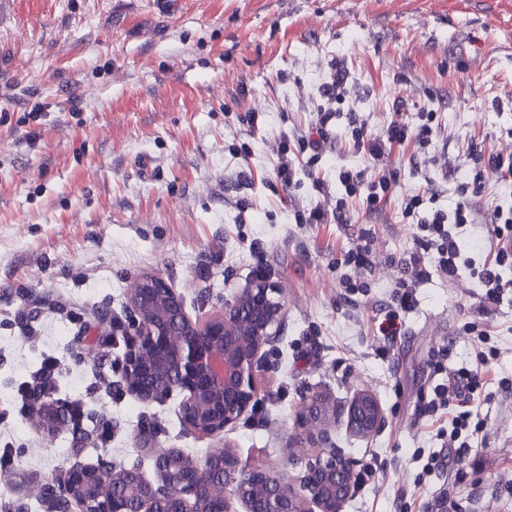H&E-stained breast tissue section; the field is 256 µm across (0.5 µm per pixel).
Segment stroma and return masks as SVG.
Masks as SVG:
<instances>
[{
  "label": "stroma",
  "instance_id": "stroma-1",
  "mask_svg": "<svg viewBox=\"0 0 512 512\" xmlns=\"http://www.w3.org/2000/svg\"><path fill=\"white\" fill-rule=\"evenodd\" d=\"M338 63L350 94L332 137L354 118L381 132L398 98L410 124L433 111L437 132L428 148H394L378 165L344 148L324 157L327 184L342 166L385 168L395 191L382 212L355 205L347 223L299 224L295 210L317 194L302 174L281 203L277 147L314 123ZM474 142L512 151V0H10L0 20V449L14 475L50 482L101 459L149 474L151 446L204 458L211 440L184 431L179 397L93 391V359L123 354L102 345L96 316L130 322L128 285L145 272L191 313L216 311L260 267L282 288L287 319L259 375V406L224 433L243 462L298 472L310 457L289 441L301 398L341 406L368 389L383 428L360 440L336 421V447L359 476L342 512H430L446 493L448 512H512V294L486 309L471 278L436 276L400 311L395 342L377 333L416 231L403 196L423 195L427 212L454 208ZM363 241L373 265L356 270L343 247ZM65 301L81 319L58 310ZM23 311L38 339L23 337ZM482 352L487 427L454 479L428 464L446 451L447 420L417 413L436 364L469 368ZM48 355L64 368L60 398L84 399L85 428L111 419L110 447L68 429L40 434L12 412L13 386ZM370 466L378 481H361Z\"/></svg>",
  "mask_w": 512,
  "mask_h": 512
}]
</instances>
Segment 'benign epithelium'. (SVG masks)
Here are the masks:
<instances>
[{"label": "benign epithelium", "instance_id": "1", "mask_svg": "<svg viewBox=\"0 0 512 512\" xmlns=\"http://www.w3.org/2000/svg\"><path fill=\"white\" fill-rule=\"evenodd\" d=\"M134 342L126 355L127 391L143 403L182 396L183 428L217 444L202 459L178 448H154V477L137 466L108 471L94 464L70 469L55 494L78 499L85 512H341L351 494L354 462L336 451V403L320 394L302 398L297 438L315 460L293 479L274 462L243 464L222 440L224 430L259 403L257 373L286 318L282 289L258 280L205 317L191 316L183 297L156 273L141 275L127 295ZM346 428L366 438L385 422L377 396L356 392L344 407Z\"/></svg>", "mask_w": 512, "mask_h": 512}]
</instances>
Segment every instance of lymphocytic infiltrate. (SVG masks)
Returning <instances> with one entry per match:
<instances>
[{"instance_id": "lymphocytic-infiltrate-1", "label": "lymphocytic infiltrate", "mask_w": 512, "mask_h": 512, "mask_svg": "<svg viewBox=\"0 0 512 512\" xmlns=\"http://www.w3.org/2000/svg\"><path fill=\"white\" fill-rule=\"evenodd\" d=\"M347 93V76L344 70L331 69L319 87L320 103L317 120L310 131L283 136L279 146L275 177L282 189L296 185L297 167L290 150H297L304 157L307 167H315L330 153L334 144L329 124L336 116L337 104L343 103ZM394 118L381 133L368 130L365 123L352 122L347 141L354 151L364 153L371 160H381L387 150L406 142L424 147L430 145L435 132L434 114L421 113L417 126H410L402 119L404 101L393 103ZM468 156L473 162V175L458 187L459 200L453 211L433 210L422 215L424 197L408 195L403 199V214L416 223L413 247L404 256L405 276L395 287L391 300L403 309L415 302L417 287L440 275L456 281L462 275L476 278L482 288L481 299L498 304L505 293L512 291V206L496 207L493 220L488 224H474L472 200L485 188V174L494 171L502 176H512V154L486 151L470 145ZM396 185V176L384 173L366 178L364 173L348 168L340 169L336 188H329L322 180L313 179L312 186L319 199L314 206L296 211L294 219L299 224H338L345 221L350 201H357L366 211H381ZM474 224L475 234L468 244H461L456 228ZM62 374L57 357H46L39 368L26 374L17 384L12 395V405L17 416L30 419L56 414V428H80L84 405L82 399L65 400L58 396V380ZM485 382L483 368H460L450 371L445 382L437 384L433 397L420 408L421 414L435 416L439 411L453 409L448 425V457L455 463H464L472 452L471 437L474 431L484 428L472 407L475 392Z\"/></svg>"}]
</instances>
